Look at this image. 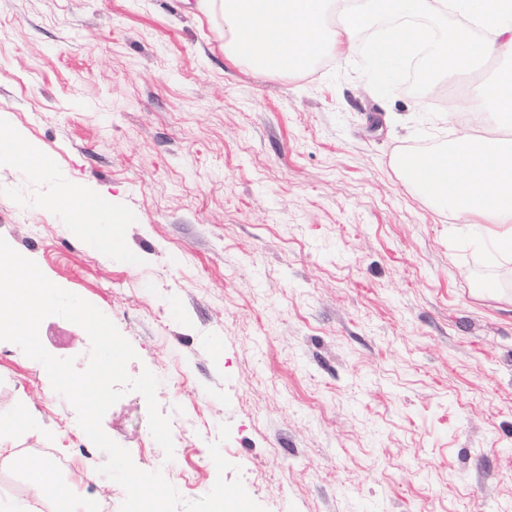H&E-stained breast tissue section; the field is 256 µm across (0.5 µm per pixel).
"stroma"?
I'll return each instance as SVG.
<instances>
[{
  "label": "stroma",
  "mask_w": 512,
  "mask_h": 512,
  "mask_svg": "<svg viewBox=\"0 0 512 512\" xmlns=\"http://www.w3.org/2000/svg\"><path fill=\"white\" fill-rule=\"evenodd\" d=\"M195 2L0 0V113L50 163L0 161V237L106 314L129 374L192 424L166 459L130 391L105 433L186 500L212 489L226 423V477L265 512H512V262L395 166L454 138L445 99L482 112L478 133L512 129L484 114L481 75L401 93L409 62L379 78L356 48L261 74ZM64 182L111 194L112 255L50 210ZM39 335L86 367L83 328L50 316ZM20 391L43 431L20 454L121 512L74 408L0 341V413Z\"/></svg>",
  "instance_id": "stroma-1"
}]
</instances>
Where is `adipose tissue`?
<instances>
[{
  "label": "adipose tissue",
  "mask_w": 512,
  "mask_h": 512,
  "mask_svg": "<svg viewBox=\"0 0 512 512\" xmlns=\"http://www.w3.org/2000/svg\"><path fill=\"white\" fill-rule=\"evenodd\" d=\"M209 15L224 20V52L264 74L307 70L325 50L344 57L361 31L377 19H395V26L364 45L371 68H385L408 55H417L430 74L468 73L499 49H512V0H199ZM464 15L487 31L473 38L466 29L451 30L426 23V16L442 8ZM339 12L338 24L329 15ZM486 110L497 119L512 118V66L503 67L479 89ZM465 110L451 104L447 116L460 131L448 147L418 156L417 164L400 157L397 167L409 186L439 208L476 225L483 244L505 261H512V137L474 133ZM23 159L34 177L47 166L41 150L25 133L0 117V155ZM54 210L69 215L91 249L115 235L117 224H105L101 213L111 212V197L88 185L60 186L51 199ZM39 421L27 411L0 420V469L23 474L28 496L0 499V512H39L45 501L60 512H90L61 483L47 459L21 457L8 448L5 436L40 433Z\"/></svg>",
  "instance_id": "1"
}]
</instances>
